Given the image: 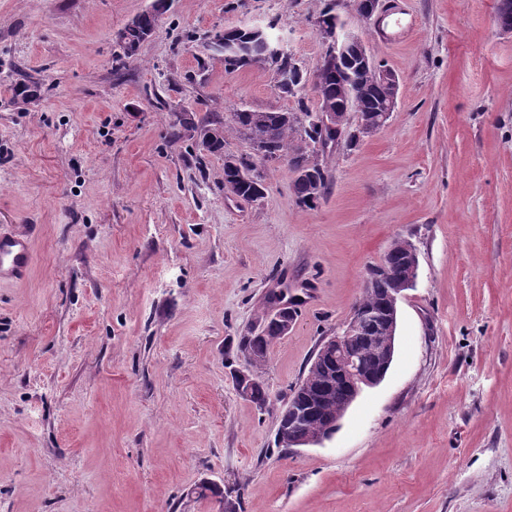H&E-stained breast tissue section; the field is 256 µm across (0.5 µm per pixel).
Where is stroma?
Returning a JSON list of instances; mask_svg holds the SVG:
<instances>
[{
  "label": "stroma",
  "mask_w": 512,
  "mask_h": 512,
  "mask_svg": "<svg viewBox=\"0 0 512 512\" xmlns=\"http://www.w3.org/2000/svg\"><path fill=\"white\" fill-rule=\"evenodd\" d=\"M399 77L398 109L292 174L224 195V158L176 139L181 113L291 112L264 66L228 73L212 33L270 28L298 65L327 2ZM152 0H0V230L34 231L0 283V512H512V30L498 0H170L135 58L116 34ZM417 250L394 361L323 444L279 417L394 240ZM287 290L307 306L257 370L240 336Z\"/></svg>",
  "instance_id": "1"
}]
</instances>
